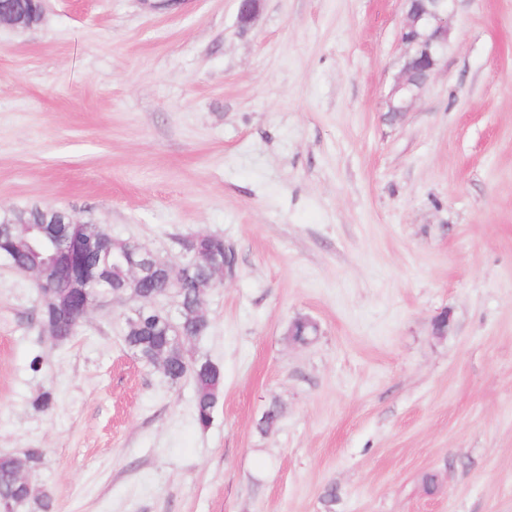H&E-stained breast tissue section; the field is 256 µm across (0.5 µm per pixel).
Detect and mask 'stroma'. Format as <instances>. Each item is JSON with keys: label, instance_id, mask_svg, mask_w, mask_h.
<instances>
[{"label": "stroma", "instance_id": "35a3bbf8", "mask_svg": "<svg viewBox=\"0 0 512 512\" xmlns=\"http://www.w3.org/2000/svg\"><path fill=\"white\" fill-rule=\"evenodd\" d=\"M406 13L48 0L0 26V212L62 209L173 264L196 234L234 255L185 345L224 375L205 428L192 378L125 346L135 300L58 344L0 260V454L44 450L27 477L55 512H512V0H456L395 115ZM48 0H31L36 5L35 16H30L27 11L8 10L0 8V24H6L15 28H28L42 21L45 12V3Z\"/></svg>", "mask_w": 512, "mask_h": 512}]
</instances>
